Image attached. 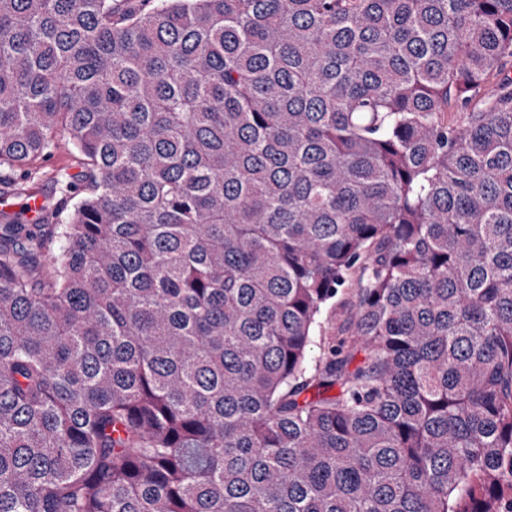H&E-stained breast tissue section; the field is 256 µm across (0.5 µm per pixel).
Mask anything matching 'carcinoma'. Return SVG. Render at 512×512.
Listing matches in <instances>:
<instances>
[{
	"label": "carcinoma",
	"mask_w": 512,
	"mask_h": 512,
	"mask_svg": "<svg viewBox=\"0 0 512 512\" xmlns=\"http://www.w3.org/2000/svg\"><path fill=\"white\" fill-rule=\"evenodd\" d=\"M511 64L512 0H0V173L79 168L0 213V512H512ZM38 164L37 169H40V172L50 173L53 170L62 167H67L68 171L71 173L78 171L75 159L70 156L65 141H62L60 148L51 158H48L45 161H40ZM35 187H36V195H38L42 200L43 204L48 202L51 208H65L66 201L63 198V195L57 190L56 185L53 180L46 177H40L39 179H35ZM39 197L31 198L27 203V207L30 212H38L42 207V201ZM2 198H7L9 203L14 204L13 208L7 209L9 213H22V218L24 224H42L43 217L46 216V213L42 211V214L39 217V212L36 214L30 213L25 207L24 203L28 200L24 196H17L12 192H6L0 186V211H1V200Z\"/></svg>",
	"instance_id": "carcinoma-1"
}]
</instances>
